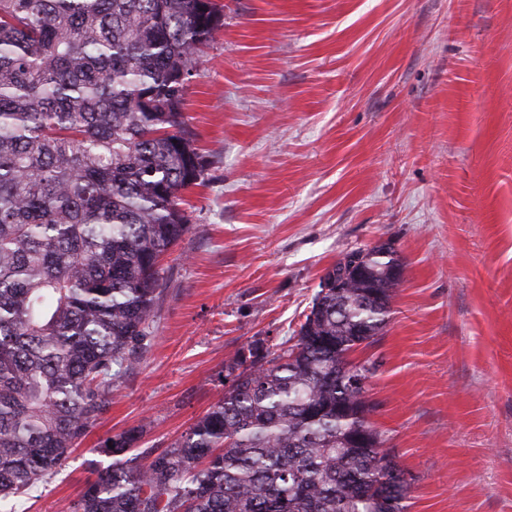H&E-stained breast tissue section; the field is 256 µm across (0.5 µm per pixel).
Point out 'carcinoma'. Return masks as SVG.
Wrapping results in <instances>:
<instances>
[{"mask_svg": "<svg viewBox=\"0 0 512 512\" xmlns=\"http://www.w3.org/2000/svg\"><path fill=\"white\" fill-rule=\"evenodd\" d=\"M217 0H0V503L63 465L149 337L161 261L205 164L184 113ZM402 267L391 244L327 269L296 342L255 341L230 388L150 462L102 442L74 512H407L369 420Z\"/></svg>", "mask_w": 512, "mask_h": 512, "instance_id": "cac0c4a2", "label": "carcinoma"}]
</instances>
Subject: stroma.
<instances>
[{"mask_svg": "<svg viewBox=\"0 0 512 512\" xmlns=\"http://www.w3.org/2000/svg\"><path fill=\"white\" fill-rule=\"evenodd\" d=\"M185 114L206 162L150 336L88 435L14 512H71L101 440L169 447L250 342L290 338L321 276L388 242L403 282L370 420L408 512H512V0H223Z\"/></svg>", "mask_w": 512, "mask_h": 512, "instance_id": "35a3bbf8", "label": "stroma"}]
</instances>
